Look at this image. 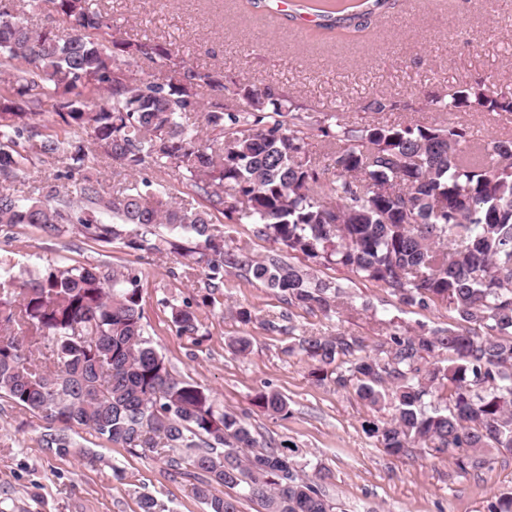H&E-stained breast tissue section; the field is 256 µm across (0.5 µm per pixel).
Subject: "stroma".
Segmentation results:
<instances>
[{
    "label": "stroma",
    "instance_id": "stroma-1",
    "mask_svg": "<svg viewBox=\"0 0 512 512\" xmlns=\"http://www.w3.org/2000/svg\"><path fill=\"white\" fill-rule=\"evenodd\" d=\"M100 6L118 37L167 40L194 67L223 69L229 102L235 84H268L312 109L344 105V121L360 128L439 121L426 107L427 94L475 78L512 91V0H395L392 9L367 19L361 37L336 43L316 40L312 11H283L277 0L248 10L242 0H101ZM378 95L392 108L366 111ZM0 258L31 269L61 261L135 268L146 330L172 374L210 389L224 408L246 413L258 439L298 448L305 474L321 481L342 512H487L494 495L512 490L509 455L461 474L421 447L406 456L387 454L365 430L367 421L385 420L387 412H371L353 390L315 382L307 363L290 351L311 333L341 332L375 345L385 340L389 320L444 329L451 322L444 304L404 306L378 283L341 267L310 265L294 253V265L346 286L355 311L327 318L291 308L259 281L234 272L224 278L221 305L198 310L200 335L192 340L177 334L170 307L196 296L204 277L184 275L173 255L103 248L68 224L51 236L32 225L2 228ZM238 306L253 311V323L235 319L231 310ZM237 336L250 337L249 354L229 351ZM266 387L286 397L287 419L253 406ZM41 425L0 400V427L16 437L12 448L0 447V512H137L142 494L170 512H205L190 481L168 471L156 454L134 457L86 435L78 444L88 460L61 458L39 447Z\"/></svg>",
    "mask_w": 512,
    "mask_h": 512
}]
</instances>
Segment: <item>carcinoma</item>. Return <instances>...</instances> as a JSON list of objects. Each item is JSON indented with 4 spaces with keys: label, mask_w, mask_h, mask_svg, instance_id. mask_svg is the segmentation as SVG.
<instances>
[{
    "label": "carcinoma",
    "mask_w": 512,
    "mask_h": 512,
    "mask_svg": "<svg viewBox=\"0 0 512 512\" xmlns=\"http://www.w3.org/2000/svg\"><path fill=\"white\" fill-rule=\"evenodd\" d=\"M0 0V226L53 234L78 224L103 247L169 252L184 271L201 268L206 293L171 308L181 336L200 332L196 309L216 305L224 275L239 271L290 307L325 316L349 297L279 253L254 258L215 232L255 224L287 253L348 269L389 289L399 303L448 305L453 324L389 329L370 347L342 333L303 335L297 352L318 382L353 387L374 412L366 424L390 455L421 444L462 473L512 454V137L469 150L461 112H512V93L476 78L429 105L444 120L369 124L341 120L345 106L310 110L270 85L238 87L224 104V73L188 64L171 43L114 36L99 0ZM317 35L357 36L361 14L315 9ZM70 30L63 38L57 28ZM138 59L166 67L161 78L116 72ZM52 101L61 131L32 123ZM200 114L199 124L189 116ZM327 149L322 165L310 150ZM99 150L132 181L105 197L88 174ZM64 169L38 198L14 193L34 159ZM181 168L205 205L176 201L146 170ZM71 181L76 196L59 183ZM44 422L38 444L75 454L82 430L132 455L156 452L174 473L194 477L205 512H239L238 489L256 512H337L306 477L297 449L261 443L246 415L224 409L197 383L171 374L144 324L135 270L108 264H49L19 274L0 263V399ZM255 405L288 418L287 399L258 393ZM487 512H512V493Z\"/></svg>",
    "instance_id": "obj_1"
}]
</instances>
